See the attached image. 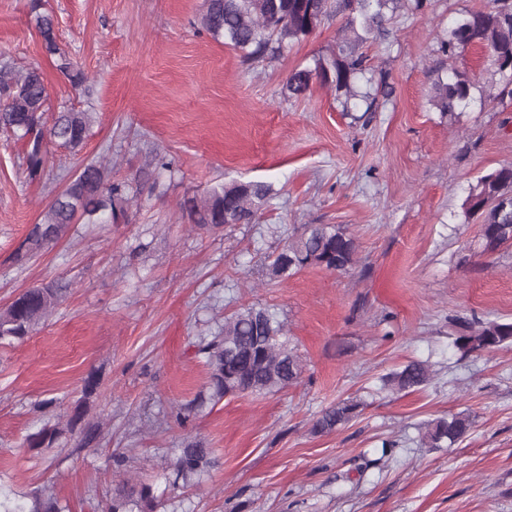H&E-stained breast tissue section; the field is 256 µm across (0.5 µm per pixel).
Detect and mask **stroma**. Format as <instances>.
Returning a JSON list of instances; mask_svg holds the SVG:
<instances>
[{"mask_svg":"<svg viewBox=\"0 0 512 512\" xmlns=\"http://www.w3.org/2000/svg\"><path fill=\"white\" fill-rule=\"evenodd\" d=\"M485 2L433 0L426 16L394 19L390 52L367 53L395 94L356 122L321 82L298 99L282 93L293 69L335 49L336 24L251 67L199 33L204 0H42L86 76L76 89L44 52L30 0H0V53L42 71L51 112L94 114L83 150L49 146L35 180L22 142L0 132V309L29 288L68 285L44 323L0 345L1 492L41 489L69 512H106L136 482L159 512H512V346L466 358L448 346L456 321L512 320V244L483 254L479 224L461 212L477 176L512 163V102L452 119L428 103L437 32ZM150 154L171 170L141 176ZM103 157L137 192L125 221L76 222L16 262L47 205ZM253 180L275 190L255 223L199 231L180 210ZM306 224L347 225L357 265L267 281L269 257ZM244 304L285 324L300 379L215 401L199 342ZM412 360L431 364L427 387L382 389ZM341 400L359 415L312 433ZM192 402L177 424L176 406ZM78 405L75 432L26 444ZM459 412L473 421L460 442L423 445L428 422ZM187 436L217 465L182 489L170 462Z\"/></svg>","mask_w":512,"mask_h":512,"instance_id":"stroma-1","label":"stroma"}]
</instances>
